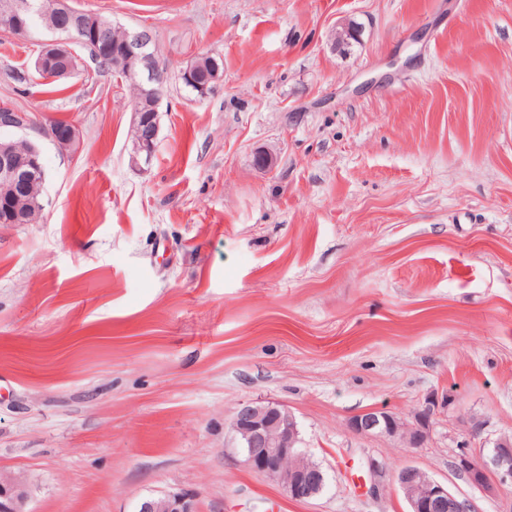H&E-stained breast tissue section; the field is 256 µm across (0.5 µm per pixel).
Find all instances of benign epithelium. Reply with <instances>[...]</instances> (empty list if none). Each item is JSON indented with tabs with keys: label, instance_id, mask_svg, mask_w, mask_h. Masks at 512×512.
I'll return each instance as SVG.
<instances>
[{
	"label": "benign epithelium",
	"instance_id": "1",
	"mask_svg": "<svg viewBox=\"0 0 512 512\" xmlns=\"http://www.w3.org/2000/svg\"><path fill=\"white\" fill-rule=\"evenodd\" d=\"M33 8L31 0H0V32L17 39L40 42L39 65L42 66L57 53L68 49L69 40L39 41L36 29L27 22ZM50 8L68 16L78 31L94 23L95 13L75 11L66 0H50ZM151 40L153 36L147 30L130 32L121 54L117 56V66L127 73H137L145 85L160 87L165 81V72L156 57L147 53ZM160 99L161 92H155L150 113L142 112L137 107L133 109L135 118L131 130L130 160L139 168L151 164L157 147ZM32 124L33 119L27 113H0V129L26 128ZM39 157L38 152H19L11 138H0V184H17L30 179L45 181ZM349 427L360 435L396 437L413 447L427 439L430 429L425 414L414 424L408 425L383 408L368 409L353 416L349 420ZM231 428L245 465L254 473L279 483L290 499L308 501L322 492L325 477L320 467H288V459L297 456V445L300 443L297 422L288 409L270 403L248 402L235 411ZM454 469L480 491L490 490L494 480L500 485H512V439H497L493 450L487 454L481 448L464 449L456 455ZM394 480L409 504V512H466L465 501L415 466L400 468ZM27 498L26 479L0 471V512H26L24 506ZM138 512L198 510L194 494L180 490L144 500Z\"/></svg>",
	"mask_w": 512,
	"mask_h": 512
}]
</instances>
